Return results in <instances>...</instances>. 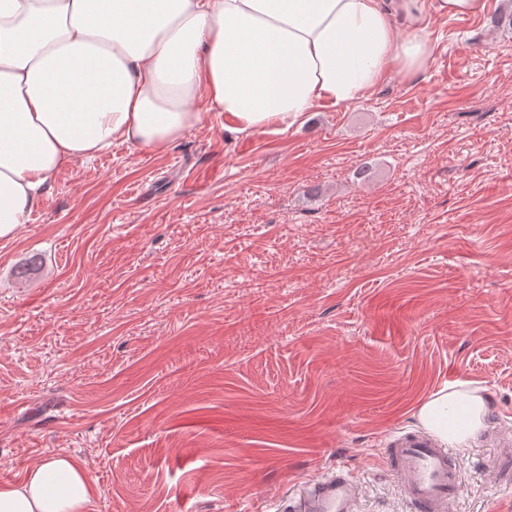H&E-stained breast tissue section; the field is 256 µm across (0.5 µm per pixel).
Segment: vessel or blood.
<instances>
[{
  "label": "vessel or blood",
  "mask_w": 512,
  "mask_h": 512,
  "mask_svg": "<svg viewBox=\"0 0 512 512\" xmlns=\"http://www.w3.org/2000/svg\"><path fill=\"white\" fill-rule=\"evenodd\" d=\"M482 439L496 449L487 459V470L499 480L512 482V434L492 424ZM385 453L387 467L413 512H451L464 484L451 449L429 435L411 431L391 440ZM359 496L357 480L339 469L310 486L298 512H355Z\"/></svg>",
  "instance_id": "b4317fda"
}]
</instances>
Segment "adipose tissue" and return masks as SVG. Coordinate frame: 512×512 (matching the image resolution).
Here are the masks:
<instances>
[{
    "mask_svg": "<svg viewBox=\"0 0 512 512\" xmlns=\"http://www.w3.org/2000/svg\"><path fill=\"white\" fill-rule=\"evenodd\" d=\"M425 0H0V240L63 168L121 141L163 151L204 117L250 132L303 122L430 56ZM482 387L457 380L420 425L466 446ZM93 478L58 455L0 487V512H94Z\"/></svg>",
    "mask_w": 512,
    "mask_h": 512,
    "instance_id": "adipose-tissue-1",
    "label": "adipose tissue"
}]
</instances>
